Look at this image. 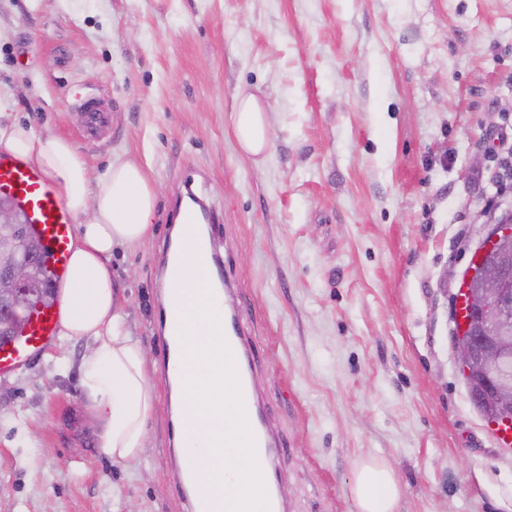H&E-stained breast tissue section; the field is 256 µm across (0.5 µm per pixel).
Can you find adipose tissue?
Masks as SVG:
<instances>
[{
  "label": "adipose tissue",
  "instance_id": "adipose-tissue-1",
  "mask_svg": "<svg viewBox=\"0 0 512 512\" xmlns=\"http://www.w3.org/2000/svg\"><path fill=\"white\" fill-rule=\"evenodd\" d=\"M232 123L243 152L258 156L267 150L271 127L255 96L238 99ZM0 149L39 170L67 211L81 219L70 242L59 336L90 341L82 385L101 420V447L114 461L133 459L145 444L156 400L145 348L125 325L109 261L115 247L132 246L148 236L155 187L143 168L129 160L112 161L102 173L90 175L67 140L17 124H0ZM352 493L359 512H394L401 488L394 471L373 460L357 468Z\"/></svg>",
  "mask_w": 512,
  "mask_h": 512
}]
</instances>
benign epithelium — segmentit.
<instances>
[{
	"label": "benign epithelium",
	"instance_id": "obj_1",
	"mask_svg": "<svg viewBox=\"0 0 512 512\" xmlns=\"http://www.w3.org/2000/svg\"><path fill=\"white\" fill-rule=\"evenodd\" d=\"M486 233L474 251L460 287L465 289V310L459 294L451 298L454 321L464 331L452 333L460 370L469 377L468 391L475 406L490 401L512 423V211L485 225ZM0 238V328L26 329L21 310L36 296L37 264L20 255L19 239Z\"/></svg>",
	"mask_w": 512,
	"mask_h": 512
}]
</instances>
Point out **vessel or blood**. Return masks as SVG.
Returning a JSON list of instances; mask_svg holds the SVG:
<instances>
[{"label": "vessel or blood", "mask_w": 512, "mask_h": 512, "mask_svg": "<svg viewBox=\"0 0 512 512\" xmlns=\"http://www.w3.org/2000/svg\"><path fill=\"white\" fill-rule=\"evenodd\" d=\"M83 108V132L91 138L106 126L107 114L91 98L84 102ZM0 194L13 198L21 206L32 234L43 247L48 282L51 286H59L67 276L69 244L76 231L63 202L48 187L41 173L3 152H0ZM176 212L186 233L176 243L174 250L194 253L196 262L191 266L177 267L173 279L177 282L194 280L199 300L209 303L217 315L219 330L238 374L246 419L254 436L256 458L260 468H267L270 463L269 451L279 447L280 442L262 425L261 409L254 398L249 375L252 362L248 341L239 330L237 313L233 309L223 308L219 301L218 283L223 278V264L216 255L211 232L218 218L190 189L178 198ZM26 319L25 333L0 343V378L21 370L58 337V304H32ZM196 324L191 304L184 302L180 296L168 294L164 329L171 340L172 353L164 364L165 372L182 373L189 369L190 361L182 350L180 338L185 332L193 330ZM178 470L183 482L190 485L188 512H223L222 501L210 488L192 484L193 462L189 453H181Z\"/></svg>", "instance_id": "obj_1"}]
</instances>
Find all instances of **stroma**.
Returning <instances> with one entry per match:
<instances>
[{"instance_id":"1","label":"stroma","mask_w":512,"mask_h":512,"mask_svg":"<svg viewBox=\"0 0 512 512\" xmlns=\"http://www.w3.org/2000/svg\"><path fill=\"white\" fill-rule=\"evenodd\" d=\"M242 93L271 123L259 161L229 122ZM91 95L109 117L97 142ZM0 96L1 124L155 183L150 235L110 268L158 401L145 448L116 463L82 386L87 340L0 379V512H185L159 287L188 178L223 214L288 512H359L372 459L395 471V512H512V449L451 341L458 278L512 209V0H0ZM84 128L83 132L87 138H92L106 126L107 112L96 105L94 98H89L83 103Z\"/></svg>"}]
</instances>
